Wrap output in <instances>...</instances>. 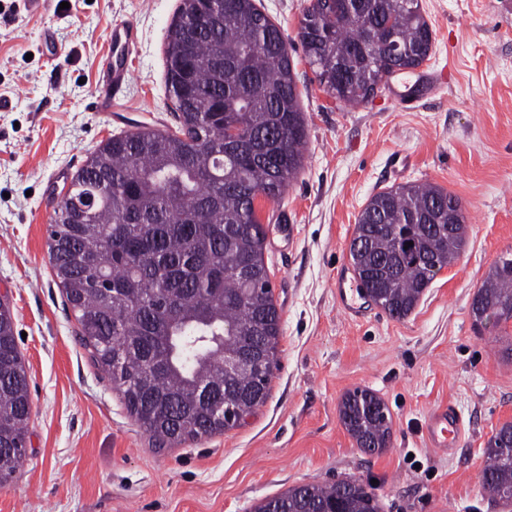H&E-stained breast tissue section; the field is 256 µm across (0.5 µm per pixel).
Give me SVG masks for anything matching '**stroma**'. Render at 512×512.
Returning a JSON list of instances; mask_svg holds the SVG:
<instances>
[{
    "instance_id": "1",
    "label": "stroma",
    "mask_w": 512,
    "mask_h": 512,
    "mask_svg": "<svg viewBox=\"0 0 512 512\" xmlns=\"http://www.w3.org/2000/svg\"><path fill=\"white\" fill-rule=\"evenodd\" d=\"M35 10L0 0V297L7 299L31 401L27 454L0 482V512H250L307 483L356 478L382 512H512L482 492L484 450L512 423V322L475 326L472 299L512 251V0H420L428 59L375 97L339 106L298 38L311 0H256L288 42L307 123L304 166L275 201L258 199L281 314L280 365L266 402L239 427L156 450L93 364L49 261L54 204L101 143L174 132L169 26L182 0H68ZM138 40L130 78L95 107L112 23ZM442 85H427L429 73ZM427 181L457 196L459 259L396 320L360 290L348 248L369 198ZM368 388L388 405L387 448L360 451L338 404ZM463 421L431 448L428 418Z\"/></svg>"
}]
</instances>
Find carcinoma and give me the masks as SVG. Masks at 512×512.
<instances>
[{"label": "carcinoma", "instance_id": "obj_1", "mask_svg": "<svg viewBox=\"0 0 512 512\" xmlns=\"http://www.w3.org/2000/svg\"><path fill=\"white\" fill-rule=\"evenodd\" d=\"M182 0L168 30L166 85L178 132L114 136L73 177L95 196L94 222L54 211L49 258L80 325L81 343L160 448L220 434L262 406L278 366L281 315L265 263L258 197L276 200L303 168L307 129L288 43L255 0H224L209 14ZM319 85L359 106L397 71L427 60L432 31L420 0H312L300 24ZM400 49L393 54L392 42ZM234 128L235 138L224 131ZM466 240L460 200L430 183L392 187L360 213L349 259L360 286L391 317L415 308ZM413 245H408V242ZM512 321V271L493 265L471 303ZM123 362L112 364L113 353ZM252 351L259 369L231 374L224 360ZM224 394L233 419L211 414L201 392ZM28 377L10 312L0 311V481L27 451ZM357 447H387L391 412L367 388L342 399ZM482 489L512 502V423L484 450ZM253 512H381L358 480L307 483Z\"/></svg>", "mask_w": 512, "mask_h": 512}]
</instances>
